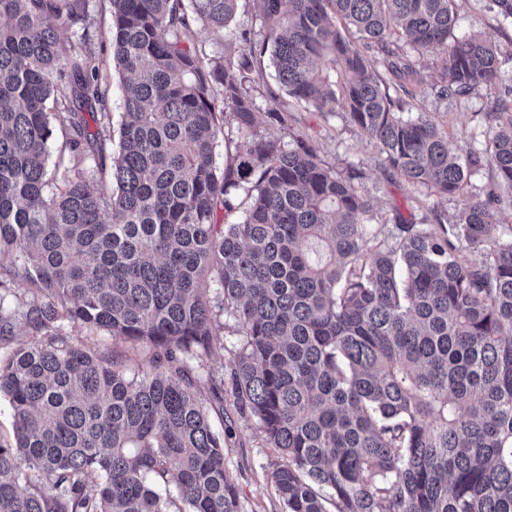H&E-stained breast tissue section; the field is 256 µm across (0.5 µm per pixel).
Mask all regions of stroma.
Wrapping results in <instances>:
<instances>
[{
  "label": "stroma",
  "mask_w": 512,
  "mask_h": 512,
  "mask_svg": "<svg viewBox=\"0 0 512 512\" xmlns=\"http://www.w3.org/2000/svg\"><path fill=\"white\" fill-rule=\"evenodd\" d=\"M474 32L486 38L502 59L501 76L494 91L481 89L457 99H438L433 85L439 79L442 55L437 50L414 56L415 73L407 82L396 78L390 81L391 89L404 84L415 90L416 96L409 100L408 111L426 115L447 131L451 147L465 151L485 149L490 101L493 95L512 91V21L491 9L489 0H458L454 33L462 37ZM293 129L308 134L319 157L337 170L356 167L379 213L396 207L404 216L418 222L436 211L447 219H454L456 202L426 188L410 186L385 168L377 150L346 121L343 112L301 111L291 129L263 117L257 127L261 135L284 141ZM281 460L278 451L267 444L256 421L238 409L232 392H225L224 461L236 484L243 512H282L270 478L272 465Z\"/></svg>",
  "instance_id": "1"
}]
</instances>
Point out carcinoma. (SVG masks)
Returning <instances> with one entry per match:
<instances>
[{
    "label": "carcinoma",
    "mask_w": 512,
    "mask_h": 512,
    "mask_svg": "<svg viewBox=\"0 0 512 512\" xmlns=\"http://www.w3.org/2000/svg\"><path fill=\"white\" fill-rule=\"evenodd\" d=\"M455 2L256 0L267 36L212 58L238 0H110L113 150L90 0H0V288L33 295H0V334L32 335L0 357V512H241L201 391L224 401L206 366L221 316L243 336L236 405L285 460L283 512H512V225L490 221L500 194L466 191L482 166L512 191V102L463 156L384 78L440 49L439 96L496 85L499 54L454 34ZM266 52L292 102L343 110L410 185L457 201L454 223L379 224L358 173L298 131L260 135ZM69 327L139 347L146 369Z\"/></svg>",
    "instance_id": "obj_1"
}]
</instances>
